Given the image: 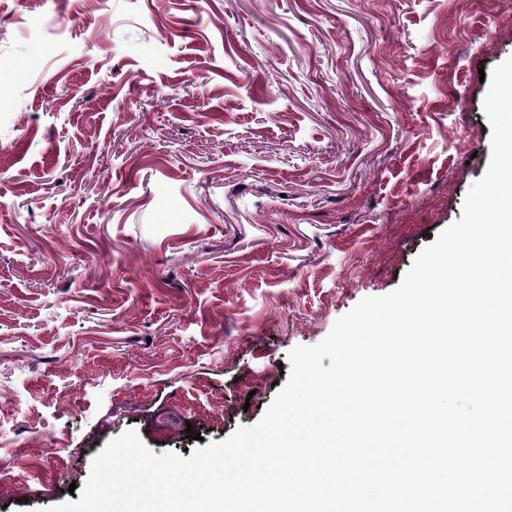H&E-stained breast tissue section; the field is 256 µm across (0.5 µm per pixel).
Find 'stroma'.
Segmentation results:
<instances>
[{
    "label": "stroma",
    "mask_w": 512,
    "mask_h": 512,
    "mask_svg": "<svg viewBox=\"0 0 512 512\" xmlns=\"http://www.w3.org/2000/svg\"><path fill=\"white\" fill-rule=\"evenodd\" d=\"M511 57L512 0H0V512L258 423L461 219Z\"/></svg>",
    "instance_id": "obj_1"
}]
</instances>
